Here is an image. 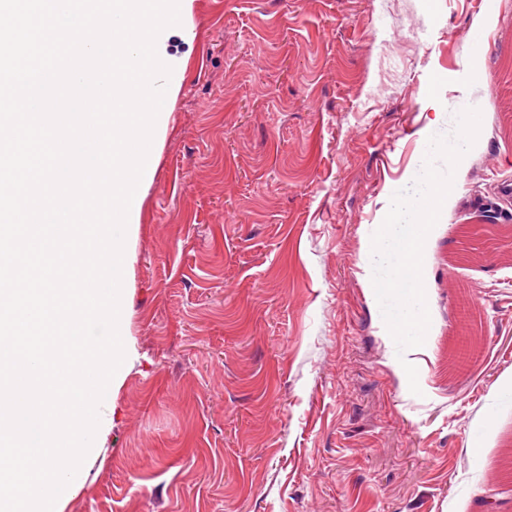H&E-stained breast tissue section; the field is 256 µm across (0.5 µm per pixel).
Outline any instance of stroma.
<instances>
[{
  "label": "stroma",
  "mask_w": 512,
  "mask_h": 512,
  "mask_svg": "<svg viewBox=\"0 0 512 512\" xmlns=\"http://www.w3.org/2000/svg\"><path fill=\"white\" fill-rule=\"evenodd\" d=\"M194 0L127 244L126 358L64 512H512V0ZM481 112L409 390L367 235L439 100ZM483 348L448 374L468 325ZM495 481H488L489 470Z\"/></svg>",
  "instance_id": "35a3bbf8"
}]
</instances>
